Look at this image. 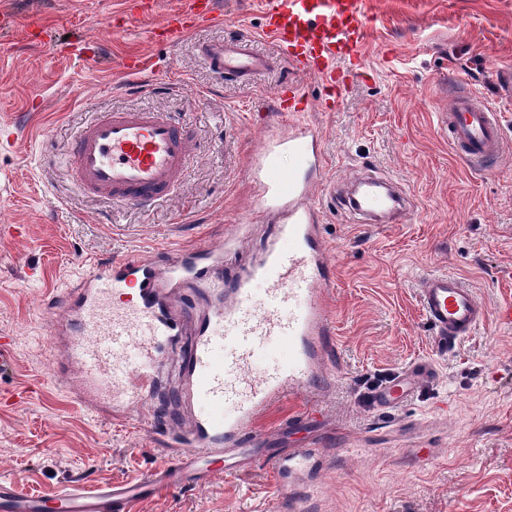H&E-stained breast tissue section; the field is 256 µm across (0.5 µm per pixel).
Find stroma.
Segmentation results:
<instances>
[{
    "mask_svg": "<svg viewBox=\"0 0 512 512\" xmlns=\"http://www.w3.org/2000/svg\"><path fill=\"white\" fill-rule=\"evenodd\" d=\"M187 0H0V473L23 493L132 480L159 465L163 434L81 408L58 365L50 320L62 291L98 260L182 246L242 242L243 264L273 226L255 203L249 164L266 138L296 121L322 137L329 181L322 233L333 257L336 382L310 401L287 398L257 421L272 430L310 405L331 454L314 478V512H512V327L495 319L448 351L432 349L417 301L421 278L451 273L489 310L512 304V173L486 175L460 160L439 129L448 95L473 92L504 116L512 142V0H366L368 77L321 111L311 76L274 57L260 0H214L179 43L165 20ZM247 35L272 66L229 85L199 55L202 43ZM146 64L134 93L124 64ZM452 78L437 92L440 76ZM299 83L309 112L270 115L274 91ZM161 112L186 123L194 147L173 193L149 209L80 192L65 164L93 114ZM413 202L396 223H366L348 199L364 168ZM431 361L396 410L363 402L362 381ZM437 448L428 464L410 451ZM282 489L272 468L141 501L133 512H268Z\"/></svg>",
    "mask_w": 512,
    "mask_h": 512,
    "instance_id": "35a3bbf8",
    "label": "stroma"
}]
</instances>
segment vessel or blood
<instances>
[{
	"label": "vessel or blood",
	"mask_w": 512,
	"mask_h": 512,
	"mask_svg": "<svg viewBox=\"0 0 512 512\" xmlns=\"http://www.w3.org/2000/svg\"><path fill=\"white\" fill-rule=\"evenodd\" d=\"M364 0H261L262 32L275 57L253 51L250 40L231 38L200 46L199 53L224 82L242 83L280 59L317 77L336 98L364 77L361 64L368 26ZM276 112H305L298 85H281ZM457 157L475 170L497 173L505 157L503 115L474 93L450 96L442 115ZM192 149L186 124L160 112H106L85 124L70 151L67 174L85 192L144 208L167 198ZM292 157L281 170V155ZM255 179L261 206L288 238L232 275L223 272L226 245L172 251L167 264L150 256L116 257L91 264L69 289L51 334L79 401L87 409L109 407L119 418L144 419L165 402L176 423L166 433L167 458L138 478L101 486H74L54 496L24 494L0 477V512H131L132 503L171 486L198 485L272 466L281 482L312 470L323 441L294 440L290 429L322 423L305 410L279 423L271 435L256 419L284 397L313 396L336 381L330 361V300L334 265L319 224L318 191L325 185L321 138L295 123L257 155ZM355 211L403 214L398 194L381 192L366 176ZM263 295H256V284ZM433 348L470 335L488 318L512 325V305L489 311L460 277L431 273L418 288ZM268 340L287 343L286 362L254 372V358ZM432 362L418 361L383 385L379 408L392 409L415 382L433 377ZM233 415H225V407Z\"/></svg>",
	"instance_id": "b4317fda"
}]
</instances>
